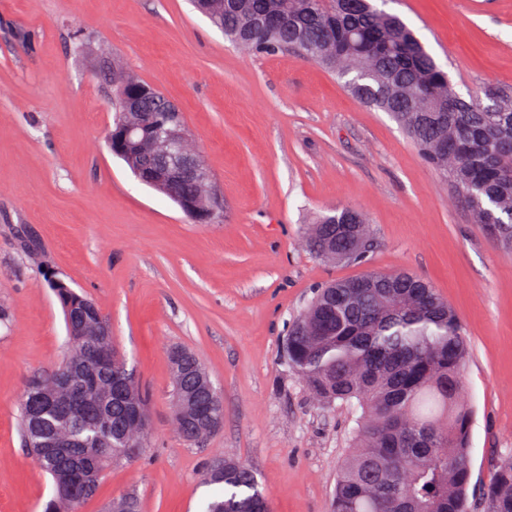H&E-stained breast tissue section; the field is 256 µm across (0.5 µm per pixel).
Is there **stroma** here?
<instances>
[{
  "label": "stroma",
  "mask_w": 512,
  "mask_h": 512,
  "mask_svg": "<svg viewBox=\"0 0 512 512\" xmlns=\"http://www.w3.org/2000/svg\"><path fill=\"white\" fill-rule=\"evenodd\" d=\"M456 92L512 87V0H382ZM120 57L181 112L224 198L188 220L109 151L102 71ZM353 207L366 266L318 258L307 227ZM408 270L456 310L470 343L469 512L512 451V249L493 242L387 114L295 51H241L189 0H0V512H43L52 483L18 421L28 381L67 345L48 274L93 299L145 393L146 448L113 464L80 512L136 494L140 512H198L210 461L247 464L272 512H332L356 414L322 403L283 340L321 284ZM189 349L224 425L191 445L174 425L168 352Z\"/></svg>",
  "instance_id": "stroma-1"
}]
</instances>
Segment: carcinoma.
<instances>
[{"instance_id": "carcinoma-1", "label": "carcinoma", "mask_w": 512, "mask_h": 512, "mask_svg": "<svg viewBox=\"0 0 512 512\" xmlns=\"http://www.w3.org/2000/svg\"><path fill=\"white\" fill-rule=\"evenodd\" d=\"M215 20L225 38L262 54L294 49L321 64L369 106L391 115L420 154L448 174L465 206L496 240L512 243V90L486 91L443 107L448 74L416 34L395 14L351 0H191ZM129 91L152 95L147 112L166 97L135 77ZM321 258L362 261L371 240L366 218L350 208L319 215L309 228ZM62 312L80 321L105 318L90 299L60 286ZM68 354L100 376L95 406L73 425L75 438L99 448L104 463L131 459L118 427L121 404L109 395L127 368L112 364V348L95 337L69 333ZM467 345L448 302L428 281L409 271H367L327 283L292 328L284 359L317 400L356 405L361 414L353 447L336 480L332 512H467L471 411L465 400ZM174 395L189 407L209 404L224 415L220 395L209 396L188 375ZM22 437L52 443L55 417L35 416L23 401ZM53 483L45 512H76L96 494L84 491L66 464L35 457ZM218 486L201 512H270L253 472L224 461V476L204 475ZM485 512H512V454L502 456L483 490Z\"/></svg>"}]
</instances>
